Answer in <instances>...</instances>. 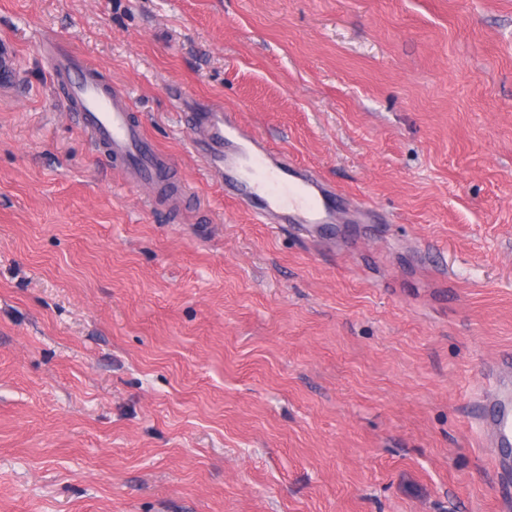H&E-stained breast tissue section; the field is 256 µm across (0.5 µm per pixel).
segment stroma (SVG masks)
<instances>
[{
    "mask_svg": "<svg viewBox=\"0 0 512 512\" xmlns=\"http://www.w3.org/2000/svg\"><path fill=\"white\" fill-rule=\"evenodd\" d=\"M127 88L194 203L143 207L50 81ZM0 512H499L512 0H0ZM219 107L342 194L257 223ZM490 390L474 402L476 420L490 435L489 448L512 447V354L504 353L492 369Z\"/></svg>",
    "mask_w": 512,
    "mask_h": 512,
    "instance_id": "obj_1",
    "label": "stroma"
}]
</instances>
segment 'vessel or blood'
Listing matches in <instances>:
<instances>
[{
    "instance_id": "1",
    "label": "vessel or blood",
    "mask_w": 512,
    "mask_h": 512,
    "mask_svg": "<svg viewBox=\"0 0 512 512\" xmlns=\"http://www.w3.org/2000/svg\"><path fill=\"white\" fill-rule=\"evenodd\" d=\"M50 78L79 115L90 143L119 168L125 185L146 190L154 201L163 190L180 205L190 190L147 136L126 89L106 84L82 56L62 43L48 53ZM192 126L209 147V164L218 168L226 193L245 202L264 224L294 225L308 232L334 223L336 195L309 170L276 152L263 137L249 132L238 113L219 108L196 112ZM490 390L474 402L476 419L494 448L512 447V354L492 369Z\"/></svg>"
}]
</instances>
